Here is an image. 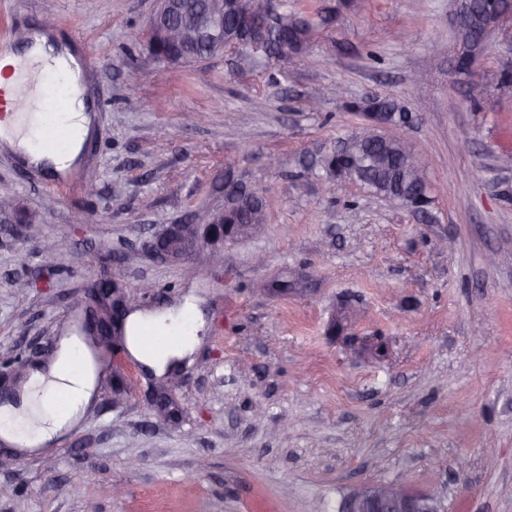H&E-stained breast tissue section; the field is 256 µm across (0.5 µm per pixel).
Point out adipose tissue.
Masks as SVG:
<instances>
[{
	"instance_id": "obj_1",
	"label": "adipose tissue",
	"mask_w": 512,
	"mask_h": 512,
	"mask_svg": "<svg viewBox=\"0 0 512 512\" xmlns=\"http://www.w3.org/2000/svg\"><path fill=\"white\" fill-rule=\"evenodd\" d=\"M40 44L12 50L0 56V145L26 154L28 162L54 171L70 168L90 131L91 118L87 106L66 115L69 144L63 151L31 149V142L50 108L40 95L30 98L33 114L19 115L15 106V91L21 68H33L36 78H43L42 69L34 68L36 57L44 55L43 44L48 34H41ZM192 305L161 313L135 312L126 323V341L131 355L155 373H165L169 364L190 355L197 343V326L185 325L193 315ZM183 327L178 340L159 349L147 343L150 334H161L173 327ZM88 350L77 338H65L47 370L32 372L18 403L0 406V436L19 445L35 449L54 440L80 418L94 390V373L90 363L72 370L76 355Z\"/></svg>"
}]
</instances>
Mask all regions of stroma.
Listing matches in <instances>:
<instances>
[{"instance_id": "1", "label": "stroma", "mask_w": 512, "mask_h": 512, "mask_svg": "<svg viewBox=\"0 0 512 512\" xmlns=\"http://www.w3.org/2000/svg\"><path fill=\"white\" fill-rule=\"evenodd\" d=\"M318 5L331 21L288 59L166 67L124 46L153 0H0V32L54 16L98 62L100 103L73 169L97 172L96 193L0 150L7 387L54 359L103 277L130 309L190 301L202 324L192 364L158 376L124 358L49 449H0V512H336L383 481L444 512H512V97H469L455 0ZM372 96L415 114L393 134L431 160L427 213L323 169ZM228 157L279 204L223 240L207 228ZM186 222L185 256L155 252ZM55 237L66 253L42 251Z\"/></svg>"}]
</instances>
